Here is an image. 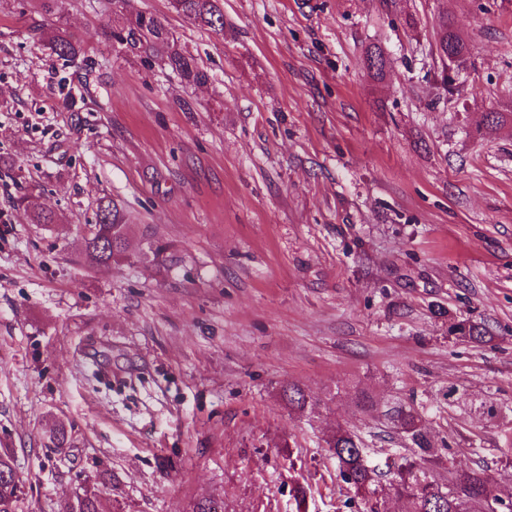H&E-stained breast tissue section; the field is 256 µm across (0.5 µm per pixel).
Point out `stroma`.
<instances>
[{"mask_svg": "<svg viewBox=\"0 0 512 512\" xmlns=\"http://www.w3.org/2000/svg\"><path fill=\"white\" fill-rule=\"evenodd\" d=\"M220 5L213 31L170 0H58L52 16L0 0V448L17 512L84 490L104 512H407L355 499L325 439L401 447L384 412L410 400L434 444L511 495L512 123L473 128L512 109V0ZM138 11L206 84L113 41ZM443 14L470 43L449 65ZM105 198L131 224L127 259L92 268L82 239ZM41 210L56 223H32ZM466 318L492 341L449 336ZM293 384L318 406L289 411ZM473 399L505 424L463 414ZM57 422L62 452L44 445ZM365 60L369 77L374 82H382L386 75V58L377 46H369L365 51Z\"/></svg>", "mask_w": 512, "mask_h": 512, "instance_id": "stroma-1", "label": "stroma"}]
</instances>
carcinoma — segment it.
<instances>
[{
  "label": "carcinoma",
  "instance_id": "obj_1",
  "mask_svg": "<svg viewBox=\"0 0 512 512\" xmlns=\"http://www.w3.org/2000/svg\"><path fill=\"white\" fill-rule=\"evenodd\" d=\"M173 8L195 25L212 30L224 29V12L220 0H171ZM112 39L131 50L158 53L162 61L188 85L208 82L207 73L194 59L186 56L171 42L168 31L156 17L138 12L127 19V24L112 30ZM437 48L442 60V81L448 83V64L458 62L469 54V41L464 34L448 23V16L438 19ZM52 50L61 58H73L80 47L64 37L52 40ZM369 77L381 82L386 75V58L377 46L365 51ZM512 122L511 112H488L478 121V130L492 131L504 122ZM130 224L124 209L114 200L105 199L99 209V221L90 237L84 238L83 253L93 266L108 267L124 256ZM451 333L467 344L487 342L488 331L482 324L462 320L452 325ZM281 398L289 409L303 412L319 402L299 386L283 390ZM394 433L405 442L404 451L386 448L374 450L366 446L360 435L342 427L336 428L326 440L336 457L339 476L356 497L368 500L379 494L381 478L390 477L393 494L408 500L412 512H512V498L494 494L482 478L480 468L464 465L457 460L453 448L444 444L447 457L437 454L428 434L424 407L412 402L390 411ZM49 445L54 448L70 447L66 427L56 425L49 433ZM448 464L446 475H434L435 468ZM468 485L463 496L451 494L450 486ZM20 493V480L12 465L8 450L0 451V512H16ZM64 508L72 512H100L96 495L77 494Z\"/></svg>",
  "mask_w": 512,
  "mask_h": 512
}]
</instances>
